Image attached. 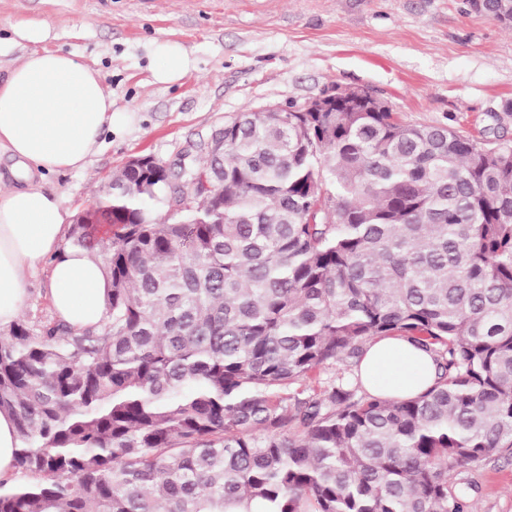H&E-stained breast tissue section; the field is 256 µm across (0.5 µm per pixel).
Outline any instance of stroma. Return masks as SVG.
Returning <instances> with one entry per match:
<instances>
[{"instance_id":"stroma-1","label":"stroma","mask_w":512,"mask_h":512,"mask_svg":"<svg viewBox=\"0 0 512 512\" xmlns=\"http://www.w3.org/2000/svg\"><path fill=\"white\" fill-rule=\"evenodd\" d=\"M19 23L48 26L46 48L100 69L129 117L87 169L48 176L75 213L130 157L201 158L236 113L337 88L368 91L402 123L512 147V29L468 0H0V37ZM162 44L190 59L172 84L152 78ZM47 292L37 272L20 313L40 332L59 324ZM458 480L470 512H512V460L474 462Z\"/></svg>"}]
</instances>
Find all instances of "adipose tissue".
I'll return each instance as SVG.
<instances>
[{"instance_id": "obj_1", "label": "adipose tissue", "mask_w": 512, "mask_h": 512, "mask_svg": "<svg viewBox=\"0 0 512 512\" xmlns=\"http://www.w3.org/2000/svg\"><path fill=\"white\" fill-rule=\"evenodd\" d=\"M50 36L44 26L12 27L10 43L32 49L0 79V156L13 162L0 176V328L18 319L37 271L47 273L56 316L74 328L102 320L111 290L103 257L65 247L71 215L46 179L86 169L122 117L100 70L73 53L44 49ZM358 376L371 394L411 398L434 384L437 367L410 338L386 336L368 345Z\"/></svg>"}]
</instances>
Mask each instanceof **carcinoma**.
I'll use <instances>...</instances> for the list:
<instances>
[{
  "instance_id": "obj_1",
  "label": "carcinoma",
  "mask_w": 512,
  "mask_h": 512,
  "mask_svg": "<svg viewBox=\"0 0 512 512\" xmlns=\"http://www.w3.org/2000/svg\"><path fill=\"white\" fill-rule=\"evenodd\" d=\"M172 185L127 167L72 245L106 316L0 333L19 479L0 512H467L457 476L512 455V151L391 112H239ZM431 352L420 396L312 387L367 344Z\"/></svg>"
}]
</instances>
